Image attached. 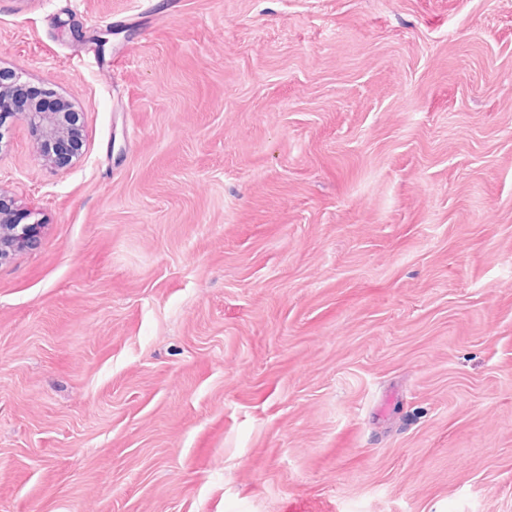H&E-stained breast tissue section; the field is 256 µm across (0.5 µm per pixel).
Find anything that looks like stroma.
I'll list each match as a JSON object with an SVG mask.
<instances>
[{
    "label": "stroma",
    "mask_w": 512,
    "mask_h": 512,
    "mask_svg": "<svg viewBox=\"0 0 512 512\" xmlns=\"http://www.w3.org/2000/svg\"><path fill=\"white\" fill-rule=\"evenodd\" d=\"M0 68L84 134L0 125V512H512V0H0ZM43 93L28 99L16 116L36 136V150L44 163L60 166L62 157H71V164L83 154L80 114L66 97L50 90ZM6 193L0 187V261L17 249L33 247L43 227L42 224H18L12 208L3 204Z\"/></svg>",
    "instance_id": "35a3bbf8"
}]
</instances>
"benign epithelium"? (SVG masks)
<instances>
[{
  "label": "benign epithelium",
  "instance_id": "1",
  "mask_svg": "<svg viewBox=\"0 0 512 512\" xmlns=\"http://www.w3.org/2000/svg\"><path fill=\"white\" fill-rule=\"evenodd\" d=\"M26 90L22 74L0 69V99L20 96ZM36 136V150L48 165H60V159H79L83 154V134L79 125L80 113L66 97L50 91L37 99H29L16 113ZM6 190L0 186V261L17 249L34 246L42 225L20 224L12 208L3 204Z\"/></svg>",
  "mask_w": 512,
  "mask_h": 512
}]
</instances>
